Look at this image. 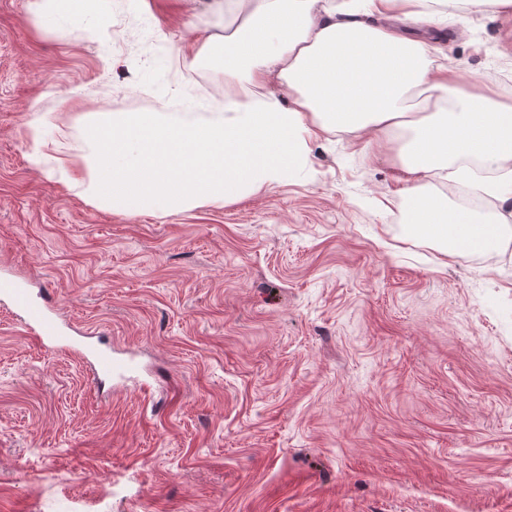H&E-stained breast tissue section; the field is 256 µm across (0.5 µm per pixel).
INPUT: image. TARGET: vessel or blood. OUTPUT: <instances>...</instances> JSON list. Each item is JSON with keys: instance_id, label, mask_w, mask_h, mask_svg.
Listing matches in <instances>:
<instances>
[{"instance_id": "1", "label": "vessel or blood", "mask_w": 512, "mask_h": 512, "mask_svg": "<svg viewBox=\"0 0 512 512\" xmlns=\"http://www.w3.org/2000/svg\"><path fill=\"white\" fill-rule=\"evenodd\" d=\"M0 301L17 311L27 332L47 347L73 349L70 337L65 336L63 324L51 301L50 292L32 293L17 281L0 278ZM89 364L94 381L101 382L127 373L130 365L115 358L110 349L96 348L89 353Z\"/></svg>"}]
</instances>
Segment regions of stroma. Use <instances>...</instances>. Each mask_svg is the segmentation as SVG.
Instances as JSON below:
<instances>
[{"mask_svg":"<svg viewBox=\"0 0 512 512\" xmlns=\"http://www.w3.org/2000/svg\"><path fill=\"white\" fill-rule=\"evenodd\" d=\"M0 0V272L96 384L0 304V512H512V239L447 256L401 211L390 145L309 143L288 179L168 216L94 206L92 114L224 99L184 62L214 0H109L82 30ZM460 89L512 102V16L434 32ZM51 293L34 294L17 281L8 277L0 278V301L9 303L18 312L19 321L27 332L46 347L71 350L89 360L92 378L102 382L112 377H122L131 365L112 355L108 348H95L87 355L76 347L70 336H65L63 324L52 305Z\"/></svg>","mask_w":512,"mask_h":512,"instance_id":"1","label":"stroma"}]
</instances>
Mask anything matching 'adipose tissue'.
Here are the masks:
<instances>
[{
  "instance_id": "adipose-tissue-1",
  "label": "adipose tissue",
  "mask_w": 512,
  "mask_h": 512,
  "mask_svg": "<svg viewBox=\"0 0 512 512\" xmlns=\"http://www.w3.org/2000/svg\"><path fill=\"white\" fill-rule=\"evenodd\" d=\"M227 0L238 23L208 35L192 62L218 60L224 108L113 112L88 126L98 154L86 193L101 207L133 214L179 213L255 193L288 177L322 133L349 134L371 149L398 146L403 208L411 229L460 256L512 234V105L495 86L470 93L428 36L450 7L468 14L511 12L512 0ZM108 0H46L44 26L79 30L105 21ZM276 83L281 94L267 92ZM440 181L479 191L492 211L449 207L430 191Z\"/></svg>"
}]
</instances>
